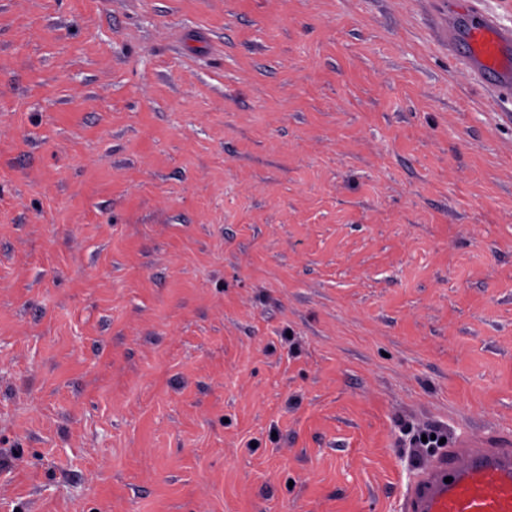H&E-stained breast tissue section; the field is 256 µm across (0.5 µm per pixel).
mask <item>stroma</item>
Returning a JSON list of instances; mask_svg holds the SVG:
<instances>
[{
    "label": "stroma",
    "instance_id": "1",
    "mask_svg": "<svg viewBox=\"0 0 512 512\" xmlns=\"http://www.w3.org/2000/svg\"><path fill=\"white\" fill-rule=\"evenodd\" d=\"M512 0H0V512H399L512 436ZM464 38L468 45L467 63L492 78L500 91H512V30L483 16L467 27Z\"/></svg>",
    "mask_w": 512,
    "mask_h": 512
}]
</instances>
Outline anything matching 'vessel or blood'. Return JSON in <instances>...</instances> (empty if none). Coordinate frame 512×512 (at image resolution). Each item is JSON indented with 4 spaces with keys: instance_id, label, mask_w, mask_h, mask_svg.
Listing matches in <instances>:
<instances>
[{
    "instance_id": "obj_1",
    "label": "vessel or blood",
    "mask_w": 512,
    "mask_h": 512,
    "mask_svg": "<svg viewBox=\"0 0 512 512\" xmlns=\"http://www.w3.org/2000/svg\"><path fill=\"white\" fill-rule=\"evenodd\" d=\"M464 38L468 64L512 91V30L484 16ZM400 512H512V443L461 437L417 471Z\"/></svg>"
}]
</instances>
